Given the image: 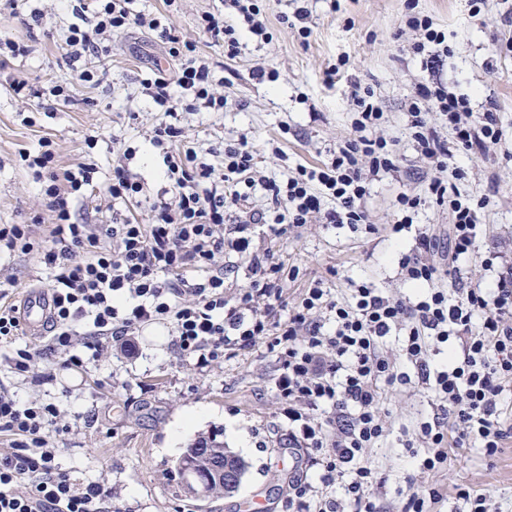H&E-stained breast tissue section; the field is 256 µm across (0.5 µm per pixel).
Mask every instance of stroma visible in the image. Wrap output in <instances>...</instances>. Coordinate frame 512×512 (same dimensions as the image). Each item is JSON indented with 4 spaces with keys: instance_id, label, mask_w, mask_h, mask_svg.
<instances>
[{
    "instance_id": "1",
    "label": "stroma",
    "mask_w": 512,
    "mask_h": 512,
    "mask_svg": "<svg viewBox=\"0 0 512 512\" xmlns=\"http://www.w3.org/2000/svg\"><path fill=\"white\" fill-rule=\"evenodd\" d=\"M416 2L418 11L454 36L457 50L446 68L449 82L470 96L474 110H483L487 100H494L503 136L512 141V52L498 49L499 41L512 37L500 23L512 0L504 5L496 0L477 18L469 17L464 0ZM179 5L176 25L181 34L207 55L223 60L197 27L198 17L216 10L218 0H180ZM304 5L311 12L313 30L305 43L280 21L282 13L293 11V0H265L272 41L250 37L239 58L223 60L224 82L218 90L226 104L219 112L183 113L187 133L204 145L247 136L260 171L270 177H281L298 163H320L327 148L350 133L347 84L329 87L323 82L325 68L346 55L350 74L381 98L388 114L383 133L398 139L405 169L415 165L416 155L406 138L404 103L427 74L419 58L403 51L412 33L396 32L404 0H341L336 14L329 13L327 0H305ZM0 34L30 47V54L16 60L14 67L33 82L44 85L66 74L53 23L26 26L2 11ZM151 59L162 66L167 63L162 46L144 32L118 38L111 56L95 62L106 72L103 83L76 86V105L58 107L50 118L32 113L28 104L12 95L0 71V224H27L44 212L39 189L19 160L20 151L34 149L41 138L55 142L66 164L92 154L99 179H106L113 149L144 133L158 117L140 86L150 75ZM259 64L277 72L276 81L253 79L252 69ZM131 109L139 112V124H128L125 114ZM286 124L291 127L287 135L281 131ZM274 141L284 158L272 154ZM459 163L468 173L467 190L495 194L475 252L460 263L465 285L485 287L491 281L483 265L486 256L496 253L512 262V162L502 160L498 146L492 145L463 155ZM421 188L404 172L376 182L367 201L376 227L372 233L345 225L308 224L277 239L257 237V244L270 248L285 266H299V277L286 284L289 301H296L309 282L328 278L333 270L357 281H373L392 296L410 295V284L398 273V260L413 249L415 235L403 233L397 249L386 226L393 220L396 197ZM135 341L133 354L115 350L86 369H58L56 381L44 385L8 374L0 359V382L20 399L38 397L77 416L76 425L57 439L58 462L77 481L110 487L119 512H243L244 504L253 500L262 504L263 512H285L288 478L302 460L286 449L277 425L280 405L269 390L276 369L273 357L259 348L202 373L169 341L156 340L152 329H145ZM191 409L200 412L201 419L186 442L213 434L232 451L247 444L244 459L249 468L235 494L204 496L186 490L176 468L182 451L169 449L168 438ZM384 410L389 436L371 450L370 459L387 479L383 496L390 512H399L414 481L447 488L491 484L504 498H512V440L492 458L475 447L452 449L450 465L414 475L405 442L418 423L432 417L433 397L425 384L414 381L390 390Z\"/></svg>"
}]
</instances>
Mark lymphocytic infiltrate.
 I'll return each instance as SVG.
<instances>
[{"instance_id":"f902f5d3","label":"lymphocytic infiltrate","mask_w":512,"mask_h":512,"mask_svg":"<svg viewBox=\"0 0 512 512\" xmlns=\"http://www.w3.org/2000/svg\"><path fill=\"white\" fill-rule=\"evenodd\" d=\"M65 2L68 18L59 31L69 72L41 88L15 75L9 88L16 97L48 116L58 105L75 104L76 85L104 79L92 59L109 56L113 38L132 28L162 45L169 67L142 81L159 121L142 140L121 145L105 182L96 181L91 159L62 164L52 139L20 153L51 222L37 215L27 224H0V257L32 255L49 271L50 347L69 350L64 367L83 368L112 348L132 352L135 335L152 324L166 325L174 349L203 372L264 347L276 363L270 389L288 448L305 456L303 471L288 483L289 512H387L384 480L369 451L387 435L389 389L414 376L430 386L441 410L415 433L424 450L421 472L446 463L453 447L495 456L512 437V423L502 416L512 390V264L489 255V287H461L459 263L476 248L491 197L460 190L465 172L457 159L492 143L511 161L512 143L503 142L496 112L474 111L467 94L449 90L443 71L454 49L447 32L405 0L400 26L417 34L407 51L428 73L405 104L406 133L430 167L416 172L423 192L397 196L391 232H416L415 251L401 257L399 269L417 295L390 296L351 278L338 291L317 279L291 304L285 281L299 271L257 247L256 231L278 238L315 222L372 229L371 188L400 172L403 161L397 141L378 133L387 117L374 90L351 81V133L327 160L266 177L247 137L203 148L181 124V113L219 111L226 100L215 89L219 61L179 32L176 0L156 12L138 9V0ZM198 26L232 60L242 51V32L264 36L267 21L259 0H223L222 9L201 14ZM435 117L448 135L432 126ZM142 151L160 161L157 186L134 164ZM258 190L267 207L252 206ZM96 193L117 205L111 223H88L87 202ZM428 204L447 211L448 240L414 229ZM138 209L147 223L135 218ZM228 250L245 257L248 271L247 285L229 294ZM18 286L16 278L0 277V345L12 349L8 369L53 381L42 350L19 344ZM397 332L404 343L394 353L384 342ZM442 353L447 364L435 365ZM69 428L55 403L22 401L0 385V512H112L111 492L95 481L76 482L59 466L54 439Z\"/></svg>"}]
</instances>
